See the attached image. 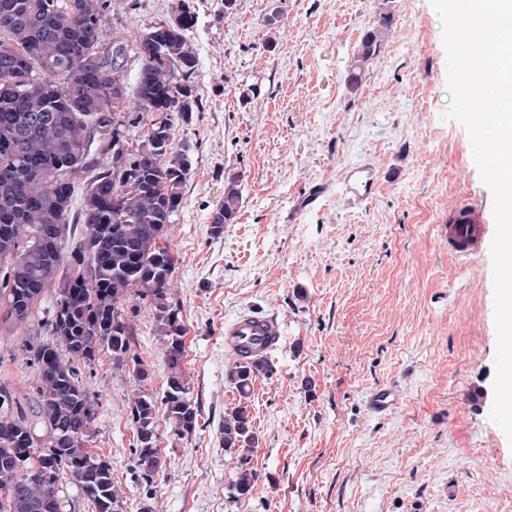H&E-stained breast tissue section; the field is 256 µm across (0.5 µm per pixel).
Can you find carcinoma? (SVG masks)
<instances>
[{"instance_id": "cac0c4a2", "label": "carcinoma", "mask_w": 512, "mask_h": 512, "mask_svg": "<svg viewBox=\"0 0 512 512\" xmlns=\"http://www.w3.org/2000/svg\"><path fill=\"white\" fill-rule=\"evenodd\" d=\"M107 0H0V322H30L52 287L68 297L54 303L45 324L55 342L29 346L37 367L26 398L11 393V408H0V512H62L56 483L69 473L95 512H118L123 493L112 468L87 448L96 402L83 387L79 365L94 364L100 352L119 366L132 362L138 380L149 378L131 353L133 333L122 315L125 293L137 288L150 300L156 333L167 365L162 395L145 389L131 406L135 433L156 429L164 408L173 435L198 426L199 408L190 397L184 370L186 328L172 298L175 257L161 245L182 203V185L193 155L173 142V116L187 118L201 108L193 86L198 57L190 38L197 15L181 8L177 20L139 39L149 70L139 74L135 96L124 110L163 116L162 140L127 153L133 188L114 186L112 166L91 152L97 127L106 119L111 87L126 85L121 62L97 55ZM389 21L368 30L347 77L358 88ZM185 73L189 84L173 87ZM93 173L78 223L82 242L64 257L71 200L84 174ZM239 176L228 178L224 201L211 216L219 237L240 207ZM272 374L267 358L237 359L228 380L238 405L224 415V451L237 459L233 497L248 495L259 474L251 466L255 433L247 410L250 389ZM133 476L150 496L151 464L158 445L134 440Z\"/></svg>"}]
</instances>
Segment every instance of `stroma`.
I'll list each match as a JSON object with an SVG mask.
<instances>
[{"mask_svg": "<svg viewBox=\"0 0 512 512\" xmlns=\"http://www.w3.org/2000/svg\"><path fill=\"white\" fill-rule=\"evenodd\" d=\"M178 0H108L101 45L171 20ZM198 23L195 85L202 109L174 119L194 147L182 204L163 239L176 259L174 300L187 329L184 368L200 406L177 438L156 419L164 461L151 497L131 481L139 387L158 394L167 367L149 302L122 303L132 350L150 373L98 355L82 382L97 403L89 448L107 461L119 512H512V443L489 413L496 330L491 239L457 257L448 217L493 196L469 136L448 107L446 53L430 0H190ZM390 31L357 90L346 77L364 33ZM372 168V196L347 190ZM241 206L224 233L211 215L229 176ZM272 317L281 336L271 377L254 381L248 411L259 479L245 497L225 453L224 412L238 393L224 324ZM41 318L0 332V385L28 392V344L49 342ZM393 388L397 405L368 406Z\"/></svg>", "mask_w": 512, "mask_h": 512, "instance_id": "35a3bbf8", "label": "stroma"}]
</instances>
